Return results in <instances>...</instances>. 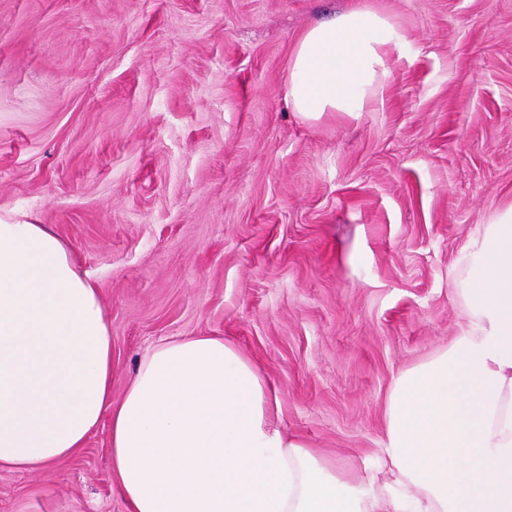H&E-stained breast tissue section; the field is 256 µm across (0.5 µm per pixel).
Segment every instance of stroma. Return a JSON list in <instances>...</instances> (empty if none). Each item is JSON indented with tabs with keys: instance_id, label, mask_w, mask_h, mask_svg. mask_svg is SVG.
Here are the masks:
<instances>
[{
	"instance_id": "obj_1",
	"label": "stroma",
	"mask_w": 512,
	"mask_h": 512,
	"mask_svg": "<svg viewBox=\"0 0 512 512\" xmlns=\"http://www.w3.org/2000/svg\"><path fill=\"white\" fill-rule=\"evenodd\" d=\"M366 5L404 36L382 102L302 119L297 38ZM512 205V0H0V220L97 285L120 400L158 341L217 336L284 430L374 472L395 377L466 326L469 240ZM0 512H127L109 422L0 471Z\"/></svg>"
}]
</instances>
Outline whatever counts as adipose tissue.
I'll list each match as a JSON object with an SVG mask.
<instances>
[{
    "instance_id": "obj_1",
    "label": "adipose tissue",
    "mask_w": 512,
    "mask_h": 512,
    "mask_svg": "<svg viewBox=\"0 0 512 512\" xmlns=\"http://www.w3.org/2000/svg\"><path fill=\"white\" fill-rule=\"evenodd\" d=\"M401 39L367 6L309 27L289 106L360 115ZM457 291L468 331L394 379L385 467L353 484L273 424L275 391L223 338L159 342L113 401L95 283L49 225L0 222V470L73 457L106 417L129 512H512V207L469 244Z\"/></svg>"
}]
</instances>
